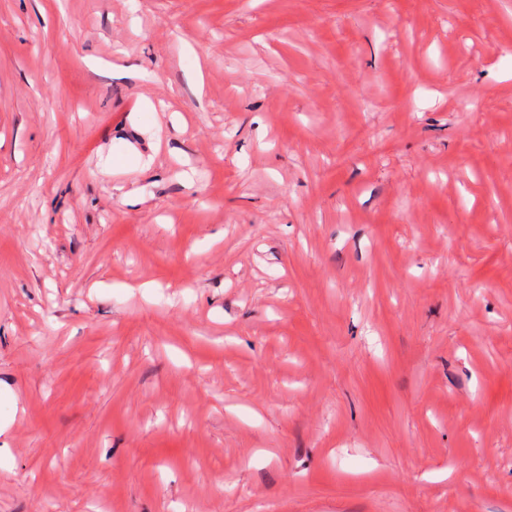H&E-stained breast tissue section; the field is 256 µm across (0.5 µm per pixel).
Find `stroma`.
<instances>
[{"instance_id":"obj_1","label":"stroma","mask_w":512,"mask_h":512,"mask_svg":"<svg viewBox=\"0 0 512 512\" xmlns=\"http://www.w3.org/2000/svg\"><path fill=\"white\" fill-rule=\"evenodd\" d=\"M0 512H512V0H0Z\"/></svg>"}]
</instances>
